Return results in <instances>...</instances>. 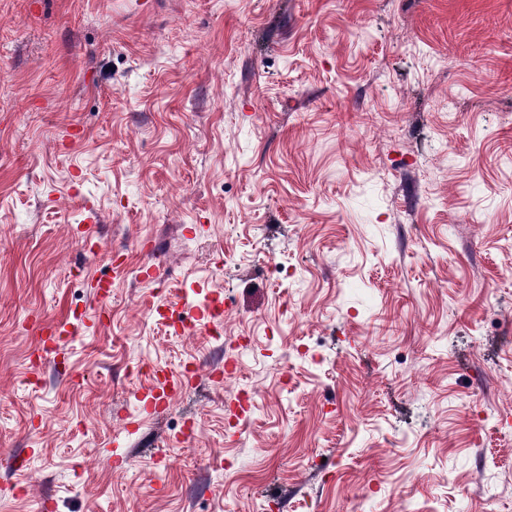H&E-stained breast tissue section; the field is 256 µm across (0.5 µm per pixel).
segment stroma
I'll return each mask as SVG.
<instances>
[{
    "label": "stroma",
    "mask_w": 512,
    "mask_h": 512,
    "mask_svg": "<svg viewBox=\"0 0 512 512\" xmlns=\"http://www.w3.org/2000/svg\"><path fill=\"white\" fill-rule=\"evenodd\" d=\"M152 2L0 0V512H512V0ZM155 381L157 384L154 387L145 388L138 394V400L142 403L141 412L149 416L160 413L171 397L182 395L190 385V380L183 374H157Z\"/></svg>",
    "instance_id": "obj_1"
}]
</instances>
